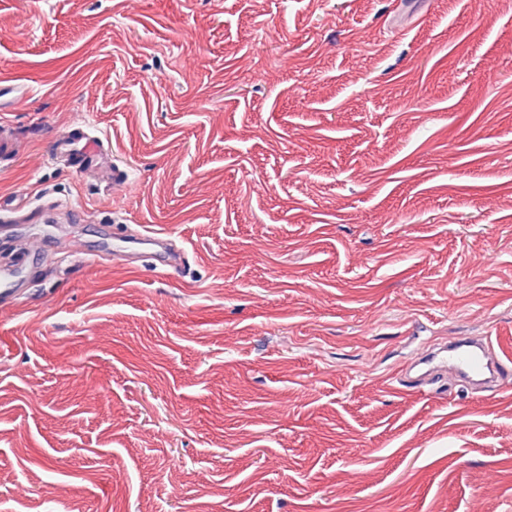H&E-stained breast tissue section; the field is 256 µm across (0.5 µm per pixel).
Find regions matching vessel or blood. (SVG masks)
Segmentation results:
<instances>
[{"instance_id":"vessel-or-blood-1","label":"vessel or blood","mask_w":512,"mask_h":512,"mask_svg":"<svg viewBox=\"0 0 512 512\" xmlns=\"http://www.w3.org/2000/svg\"><path fill=\"white\" fill-rule=\"evenodd\" d=\"M25 95L26 89L22 84L1 78L0 112L10 111ZM51 155L78 168L94 163L104 165L108 178L116 183L127 176L125 170L113 163L111 145L90 135L81 124L75 126L67 137L54 142ZM135 248L150 251L153 259L162 261L163 265L174 270L180 269L185 259L183 249L177 248L169 233L163 231L142 230L132 238L112 243L113 253L120 255L130 254ZM28 282L24 266H1L0 304L18 301L24 296ZM448 373L479 391L492 384L503 385L512 368L508 367L505 358L496 353L488 337L458 336L405 365L400 371V380L405 387L417 389L439 381L441 376Z\"/></svg>"}]
</instances>
